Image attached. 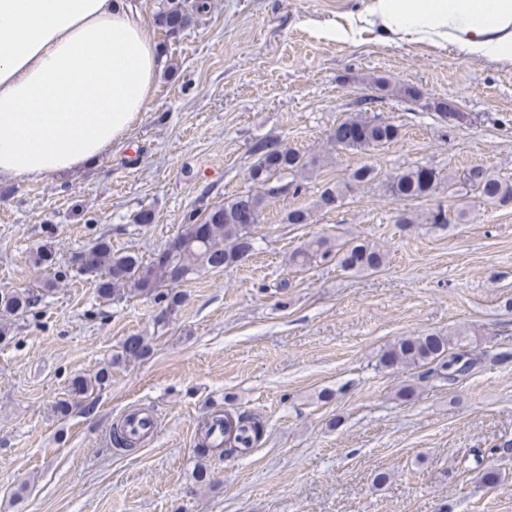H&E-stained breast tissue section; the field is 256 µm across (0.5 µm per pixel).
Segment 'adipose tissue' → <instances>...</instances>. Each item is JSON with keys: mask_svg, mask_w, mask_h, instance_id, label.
Instances as JSON below:
<instances>
[{"mask_svg": "<svg viewBox=\"0 0 512 512\" xmlns=\"http://www.w3.org/2000/svg\"><path fill=\"white\" fill-rule=\"evenodd\" d=\"M512 61V0H369L326 38L362 25ZM160 67L132 0H0V175L88 165L133 130Z\"/></svg>", "mask_w": 512, "mask_h": 512, "instance_id": "ef3b65f1", "label": "adipose tissue"}]
</instances>
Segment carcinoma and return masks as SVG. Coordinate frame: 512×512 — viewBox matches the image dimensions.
Here are the masks:
<instances>
[{
    "instance_id": "1",
    "label": "carcinoma",
    "mask_w": 512,
    "mask_h": 512,
    "mask_svg": "<svg viewBox=\"0 0 512 512\" xmlns=\"http://www.w3.org/2000/svg\"><path fill=\"white\" fill-rule=\"evenodd\" d=\"M207 0H195L190 7L174 2L157 14L158 24L168 32L185 29L196 14L208 9ZM434 109L448 128H455L469 120L466 112L448 111V103L439 101ZM400 135L399 126L375 112L364 110L336 123L329 134L332 146L357 152L372 151L395 142ZM256 161L249 171L252 187L231 195L221 204L203 210L187 212L181 231L174 245L148 262L131 252L112 250V239L102 235L94 245L77 253L71 262V270L78 275L94 274L98 277L97 296L104 300H120L126 294H136L166 304L173 311L182 302V294L175 290L178 283L188 279L198 269L224 270L241 263L255 250L254 229L263 221V213L269 204L288 194L297 196L306 191L305 182L313 175L318 161L296 149L257 140L251 147ZM380 182L385 193L401 200H419L430 196L440 185L448 184V194L456 199L451 208L442 206L424 214L422 223L448 225L463 223L469 213L470 202L475 199L492 206L512 204V181L505 180L489 168L475 165L460 174L440 176L432 168L410 167L402 171L384 174L376 167L363 164L351 171L342 182L323 185L313 207H297L288 210V224L312 223L313 210L331 211L342 205L355 188ZM336 261L344 271L371 273L378 271L386 260L385 252L374 242L352 237L339 241L329 236L310 240L288 255V266L306 271L320 261ZM42 300L33 289L0 290V314L3 316L27 314ZM149 350L142 336L128 337L122 346L121 358L142 359ZM467 355L458 334L422 333L403 336L386 346L379 364L385 368L425 367L427 372L443 381L455 379L457 359ZM108 380L99 372L94 377L76 376L70 382V397L88 398L94 390ZM224 454L246 455L259 443L261 424L245 414L224 412ZM494 449L485 452L477 449L473 454L475 467L480 469L481 480L493 487L498 475L485 466V457L492 456Z\"/></svg>"
}]
</instances>
